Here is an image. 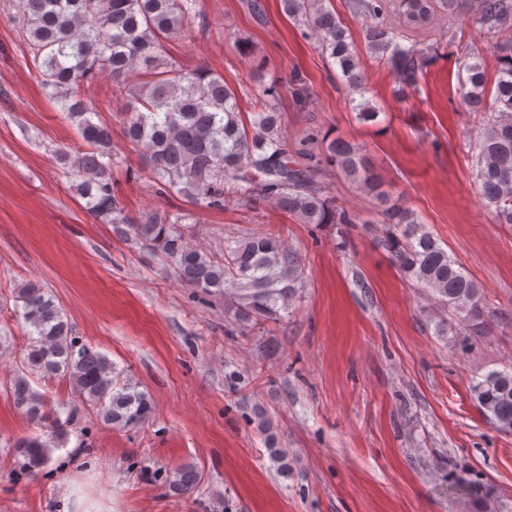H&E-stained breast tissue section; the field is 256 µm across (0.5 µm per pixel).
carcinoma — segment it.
Masks as SVG:
<instances>
[{"label": "carcinoma", "instance_id": "obj_1", "mask_svg": "<svg viewBox=\"0 0 512 512\" xmlns=\"http://www.w3.org/2000/svg\"><path fill=\"white\" fill-rule=\"evenodd\" d=\"M325 0H281L289 17L316 35L321 53L331 59L355 93L351 111L361 122L380 110L366 98L364 64L348 29ZM459 0H399L404 28L384 22L385 0H352L365 19L366 54L379 59L396 76L401 89L414 88L435 55L404 46L405 29L429 26L438 16H452ZM479 23L497 37L490 60L464 65L468 86L464 104L483 114L487 68L497 76L495 105L485 117L475 166L480 194L497 224L512 225V0H476ZM26 44L43 88L74 123L82 142L76 151L61 149L57 159L77 179L75 190L96 221L145 244L166 257L182 285L202 299L224 298V311L235 332L253 335L262 321L276 322L303 289L298 254L270 234L224 239L223 255L192 246L184 232L187 212L143 209L125 213L112 181L118 166L112 153L111 126L93 119L96 110L82 95L83 84L97 74L112 75L124 108L119 113L123 136L146 162L144 176L156 194L177 192L193 205L222 208L236 202L260 212L279 208L298 224H358L360 217L336 206L305 166L288 151L278 88L268 86L252 117L239 111L237 92L224 77L206 68L185 71L171 62L160 71L164 42L184 33L201 15L200 0H19ZM142 68L151 80L128 84ZM305 141L318 144L327 163L337 166L382 207L385 233L379 240L403 277L424 289L456 317L477 319L480 288L429 233L419 216L393 200L371 167L364 146L315 133ZM15 316L25 338L17 347L0 335V354L15 359L9 385L15 407L40 432L12 445L16 470L31 477L46 475L54 454L66 447L80 410L104 425L130 431L151 418L154 404L105 354L73 335L61 308L44 288L26 281L16 288ZM55 379L70 385L73 400L54 401L36 388ZM479 409L500 431L512 432V372L492 371L472 384ZM171 495L189 493L202 479L191 463L164 471Z\"/></svg>", "mask_w": 512, "mask_h": 512}]
</instances>
